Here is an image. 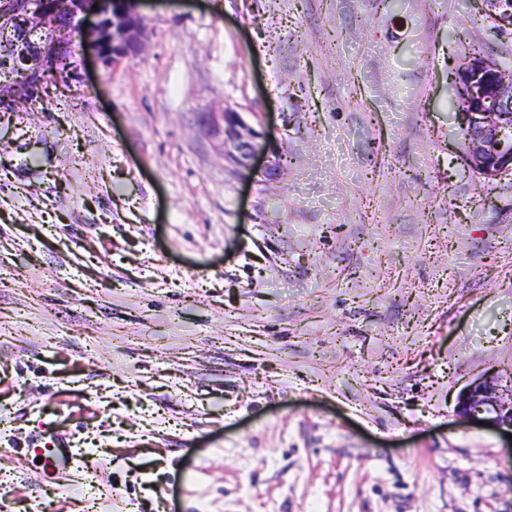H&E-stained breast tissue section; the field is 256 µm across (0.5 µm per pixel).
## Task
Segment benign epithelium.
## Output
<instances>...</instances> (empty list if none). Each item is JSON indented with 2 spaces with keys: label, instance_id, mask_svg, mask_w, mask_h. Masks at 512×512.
Masks as SVG:
<instances>
[{
  "label": "benign epithelium",
  "instance_id": "benign-epithelium-1",
  "mask_svg": "<svg viewBox=\"0 0 512 512\" xmlns=\"http://www.w3.org/2000/svg\"><path fill=\"white\" fill-rule=\"evenodd\" d=\"M140 0H4L0 28L10 42L13 68L32 86L52 66L64 75L60 84L82 82L75 46L89 52L105 70L116 69L142 53L148 38L139 12ZM65 16L79 21V35L59 27ZM459 90L467 120L463 128L469 168L492 183L512 173V73L500 64L470 54L461 62ZM26 89L0 88V107H16ZM205 133L221 141L224 157L249 167L256 140L264 137L242 113L224 108L201 113ZM457 414L483 421L512 434V385L502 388L499 376L481 377L459 394Z\"/></svg>",
  "mask_w": 512,
  "mask_h": 512
}]
</instances>
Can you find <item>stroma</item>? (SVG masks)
Here are the masks:
<instances>
[{
    "label": "stroma",
    "instance_id": "35a3bbf8",
    "mask_svg": "<svg viewBox=\"0 0 512 512\" xmlns=\"http://www.w3.org/2000/svg\"><path fill=\"white\" fill-rule=\"evenodd\" d=\"M141 56L0 112L6 512H512V175L455 71L486 0H141ZM265 136L225 161L200 115ZM278 167L262 176L268 161ZM83 486L44 472L58 438ZM503 389L499 376L481 377L459 394L457 414L469 422L485 421L491 428L512 434V380Z\"/></svg>",
    "mask_w": 512,
    "mask_h": 512
}]
</instances>
